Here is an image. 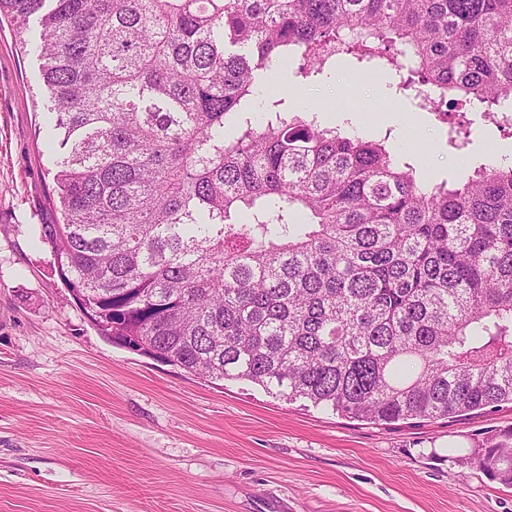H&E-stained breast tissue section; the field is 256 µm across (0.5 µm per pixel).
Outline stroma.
I'll use <instances>...</instances> for the list:
<instances>
[{"label":"stroma","instance_id":"stroma-1","mask_svg":"<svg viewBox=\"0 0 512 512\" xmlns=\"http://www.w3.org/2000/svg\"><path fill=\"white\" fill-rule=\"evenodd\" d=\"M0 18V512H512V486L462 464L512 428V403L370 423L243 381L208 382L103 338L59 278L38 60ZM377 58L278 71L289 110L402 150L454 183L512 137L481 112L440 119ZM427 151H404L410 136Z\"/></svg>","mask_w":512,"mask_h":512}]
</instances>
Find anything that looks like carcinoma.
<instances>
[{"label": "carcinoma", "mask_w": 512, "mask_h": 512, "mask_svg": "<svg viewBox=\"0 0 512 512\" xmlns=\"http://www.w3.org/2000/svg\"><path fill=\"white\" fill-rule=\"evenodd\" d=\"M39 19L59 274L100 334L378 423L512 401V166L454 189L263 91L342 52L512 103V0H0ZM402 49L393 51L396 44ZM469 463L512 486V431Z\"/></svg>", "instance_id": "obj_1"}]
</instances>
